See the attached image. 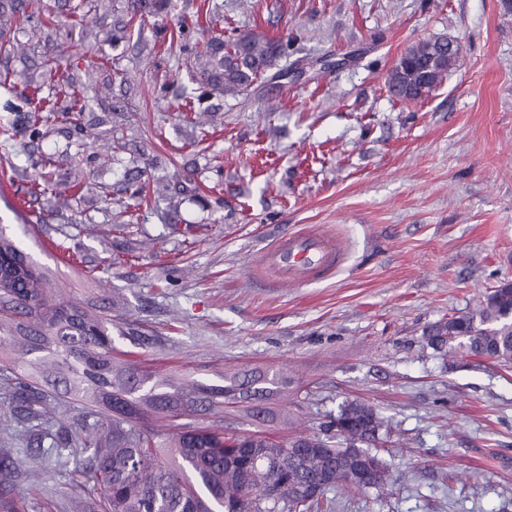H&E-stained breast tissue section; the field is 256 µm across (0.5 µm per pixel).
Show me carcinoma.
Instances as JSON below:
<instances>
[{
  "instance_id": "obj_1",
  "label": "carcinoma",
  "mask_w": 512,
  "mask_h": 512,
  "mask_svg": "<svg viewBox=\"0 0 512 512\" xmlns=\"http://www.w3.org/2000/svg\"><path fill=\"white\" fill-rule=\"evenodd\" d=\"M103 0H78L72 16L85 21L99 14ZM131 9L112 14L113 29L134 32L137 14L152 0H130ZM19 16V0H0V30ZM189 80L201 90L238 97L272 73L288 79L279 61L289 44L253 33L231 40L212 35L194 44ZM59 55L44 61L35 92L39 99L32 136L63 112L87 109L77 66ZM461 64L459 46L448 39H423L400 56L386 77L391 96L421 100L448 80ZM70 89L68 104L58 107L54 88ZM121 191L137 198L150 189L144 174L124 170ZM22 249L0 231V347L9 361L13 412L22 425L46 421L58 403L52 388L95 408L99 419L64 433L73 473L86 478L88 497L82 512H334L332 492L352 495L381 490L389 481L387 462L377 448L391 435L390 426L370 404L351 400L340 406L329 425L332 435H299L307 443L281 440L266 431L228 435L221 427L178 423L184 417L220 410L238 399L263 401L279 394L276 378H232L224 385L160 380L137 361L114 356L110 322L64 299L45 282L32 260L19 276L10 275ZM428 346L446 355L458 348L512 364V280L502 279L469 314L433 323L424 333ZM20 463L12 449L0 448V512H24L12 491Z\"/></svg>"
}]
</instances>
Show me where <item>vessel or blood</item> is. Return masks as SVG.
<instances>
[{"label": "vessel or blood", "mask_w": 512, "mask_h": 512, "mask_svg": "<svg viewBox=\"0 0 512 512\" xmlns=\"http://www.w3.org/2000/svg\"><path fill=\"white\" fill-rule=\"evenodd\" d=\"M341 260V249L332 236L309 231L283 235L263 253L260 266L280 283L297 286L327 275Z\"/></svg>", "instance_id": "obj_1"}]
</instances>
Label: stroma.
<instances>
[{
  "instance_id": "stroma-1",
  "label": "stroma",
  "mask_w": 512,
  "mask_h": 512,
  "mask_svg": "<svg viewBox=\"0 0 512 512\" xmlns=\"http://www.w3.org/2000/svg\"><path fill=\"white\" fill-rule=\"evenodd\" d=\"M191 29L288 39L309 64L286 86L257 82L220 112L189 86ZM141 39L78 63L106 98L89 131L66 120L29 145L22 85H0V227L81 307L112 320L114 346L161 379L223 384L279 373L264 430L322 434L345 401L394 428L390 484L336 498L335 512H512V367L423 332L473 311L512 280V9L504 0H187L156 8ZM458 42L464 65L422 101L385 77L422 39ZM125 133L158 158L156 176L193 175L197 201L162 223L155 194L113 230V102ZM78 155L91 191L70 186ZM53 156L52 186L27 197ZM320 230L344 246L334 273L283 286L259 265L284 233ZM79 496L68 468L16 485L26 512L47 491Z\"/></svg>"
}]
</instances>
